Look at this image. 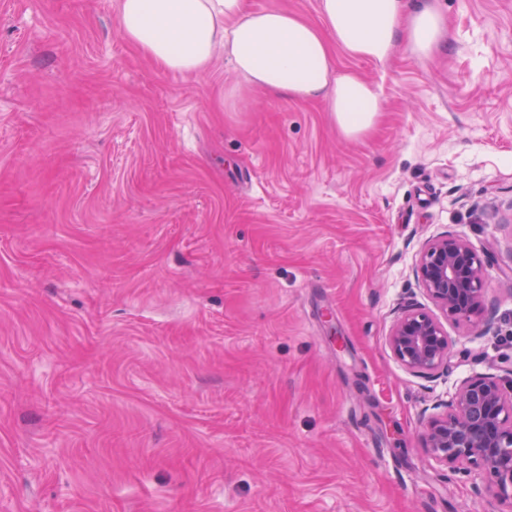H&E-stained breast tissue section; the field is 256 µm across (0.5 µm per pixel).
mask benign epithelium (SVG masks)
<instances>
[{"instance_id":"7a95c632","label":"benign epithelium","mask_w":512,"mask_h":512,"mask_svg":"<svg viewBox=\"0 0 512 512\" xmlns=\"http://www.w3.org/2000/svg\"><path fill=\"white\" fill-rule=\"evenodd\" d=\"M416 276L445 317L474 324L483 314V259L464 238L446 234L428 241ZM387 343L394 357L415 374L430 376L448 365V331L423 308H407L393 323ZM422 445L442 465L479 468L512 509V378L506 385L491 373L461 380L447 410L424 425Z\"/></svg>"}]
</instances>
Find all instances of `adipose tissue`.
<instances>
[{"label":"adipose tissue","mask_w":512,"mask_h":512,"mask_svg":"<svg viewBox=\"0 0 512 512\" xmlns=\"http://www.w3.org/2000/svg\"><path fill=\"white\" fill-rule=\"evenodd\" d=\"M321 25L247 0H119L117 31L163 73L202 75L227 58L239 81L296 102L320 101L338 130H373L383 110L374 86L336 67L335 49L384 64L399 49L428 60L448 48L436 0H320Z\"/></svg>","instance_id":"obj_1"}]
</instances>
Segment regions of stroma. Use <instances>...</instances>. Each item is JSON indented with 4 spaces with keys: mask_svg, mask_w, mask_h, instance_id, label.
Instances as JSON below:
<instances>
[{
    "mask_svg": "<svg viewBox=\"0 0 512 512\" xmlns=\"http://www.w3.org/2000/svg\"><path fill=\"white\" fill-rule=\"evenodd\" d=\"M447 55L336 51L349 139L225 59L163 74L118 0H0V512H502L420 435L512 376V0H438ZM452 233L487 321L418 376L387 336Z\"/></svg>",
    "mask_w": 512,
    "mask_h": 512,
    "instance_id": "obj_1",
    "label": "stroma"
}]
</instances>
